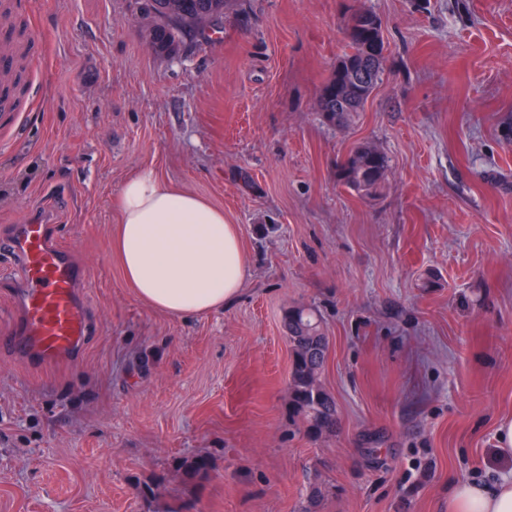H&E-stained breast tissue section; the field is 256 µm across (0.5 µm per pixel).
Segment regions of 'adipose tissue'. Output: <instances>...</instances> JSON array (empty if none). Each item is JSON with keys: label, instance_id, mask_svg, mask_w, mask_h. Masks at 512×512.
<instances>
[{"label": "adipose tissue", "instance_id": "adipose-tissue-1", "mask_svg": "<svg viewBox=\"0 0 512 512\" xmlns=\"http://www.w3.org/2000/svg\"><path fill=\"white\" fill-rule=\"evenodd\" d=\"M114 204L119 224L112 251L142 301L189 317L222 310L238 296L249 262L222 208L167 183L150 167L124 181ZM496 437L509 468L491 488L454 482L448 512H512V417L499 420Z\"/></svg>", "mask_w": 512, "mask_h": 512}]
</instances>
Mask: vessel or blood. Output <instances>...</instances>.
<instances>
[{
	"label": "vessel or blood",
	"instance_id": "b4317fda",
	"mask_svg": "<svg viewBox=\"0 0 512 512\" xmlns=\"http://www.w3.org/2000/svg\"><path fill=\"white\" fill-rule=\"evenodd\" d=\"M5 244L20 262L14 298L19 318L0 347L44 364L67 361L86 336L83 268L38 216L11 225Z\"/></svg>",
	"mask_w": 512,
	"mask_h": 512
}]
</instances>
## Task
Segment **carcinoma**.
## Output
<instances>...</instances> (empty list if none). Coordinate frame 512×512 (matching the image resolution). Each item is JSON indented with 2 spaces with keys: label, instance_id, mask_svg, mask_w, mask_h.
<instances>
[{
  "label": "carcinoma",
  "instance_id": "obj_1",
  "mask_svg": "<svg viewBox=\"0 0 512 512\" xmlns=\"http://www.w3.org/2000/svg\"><path fill=\"white\" fill-rule=\"evenodd\" d=\"M238 6L237 0H142V16L151 20L148 42L159 54H175L186 36H203ZM345 36L349 51L337 61L319 97V112L324 122L341 127L375 90L378 74L385 60V45L379 18L368 10L352 11ZM374 68L372 82L359 86L352 73L362 61ZM389 160L381 150L362 144L337 165V181L363 197L375 199L385 189ZM283 323L291 347L288 383V411L301 421L311 437L331 435L336 431V404L321 384L328 341L317 311L292 306L285 311ZM177 471L185 483L202 487L211 477L212 464L205 456L185 457Z\"/></svg>",
  "mask_w": 512,
  "mask_h": 512
}]
</instances>
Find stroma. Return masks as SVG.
I'll return each instance as SVG.
<instances>
[{
  "instance_id": "35a3bbf8",
  "label": "stroma",
  "mask_w": 512,
  "mask_h": 512,
  "mask_svg": "<svg viewBox=\"0 0 512 512\" xmlns=\"http://www.w3.org/2000/svg\"><path fill=\"white\" fill-rule=\"evenodd\" d=\"M22 105L0 114V233L44 212L86 267L65 364L0 350V512H448L493 485L512 415V0H246L155 53L138 0H20ZM382 21L376 91L343 128L318 100L349 9ZM368 142L384 194L336 181ZM152 167L223 208L251 259L224 310L142 302L112 255L124 180ZM310 305L339 427L288 413L282 316ZM204 455L201 487L178 460Z\"/></svg>"
}]
</instances>
